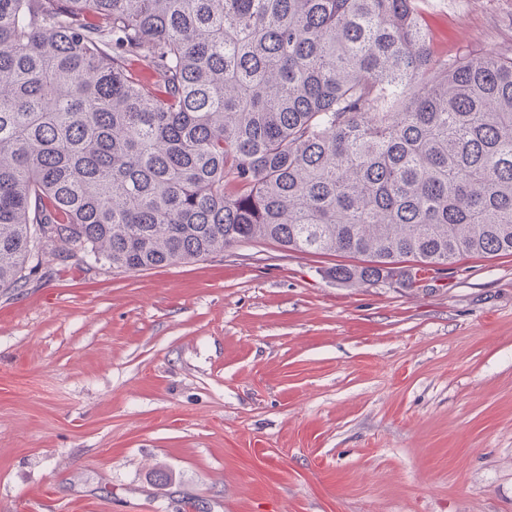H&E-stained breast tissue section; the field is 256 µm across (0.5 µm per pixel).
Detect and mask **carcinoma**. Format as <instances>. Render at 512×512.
I'll return each instance as SVG.
<instances>
[{
  "instance_id": "carcinoma-1",
  "label": "carcinoma",
  "mask_w": 512,
  "mask_h": 512,
  "mask_svg": "<svg viewBox=\"0 0 512 512\" xmlns=\"http://www.w3.org/2000/svg\"><path fill=\"white\" fill-rule=\"evenodd\" d=\"M252 241L512 254V58L434 60L415 0H0V288Z\"/></svg>"
}]
</instances>
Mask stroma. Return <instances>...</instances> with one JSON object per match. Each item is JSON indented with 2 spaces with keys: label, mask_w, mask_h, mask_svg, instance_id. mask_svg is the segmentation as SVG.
I'll return each instance as SVG.
<instances>
[{
  "label": "stroma",
  "mask_w": 512,
  "mask_h": 512,
  "mask_svg": "<svg viewBox=\"0 0 512 512\" xmlns=\"http://www.w3.org/2000/svg\"><path fill=\"white\" fill-rule=\"evenodd\" d=\"M416 6L435 59L512 56V0ZM363 263L46 256L0 288V512H512V254Z\"/></svg>",
  "instance_id": "35a3bbf8"
}]
</instances>
